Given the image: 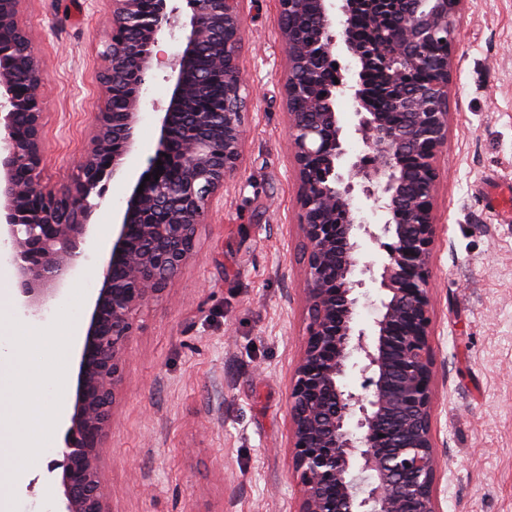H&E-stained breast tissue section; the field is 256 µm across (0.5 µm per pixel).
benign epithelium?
<instances>
[{"mask_svg":"<svg viewBox=\"0 0 512 512\" xmlns=\"http://www.w3.org/2000/svg\"><path fill=\"white\" fill-rule=\"evenodd\" d=\"M19 0H0V29L26 46L24 56L0 45V242L11 245L18 275V305L27 314L50 310L68 276L96 246L89 198L105 197L124 178L132 190L112 216V247L104 256L102 287L89 316L80 353L74 411L64 435L62 460L52 464L61 512H106L100 450L112 424V403L122 385L136 311L170 288L193 254L196 230L210 203L241 164L245 143L244 82L238 64L244 24L242 0H196L189 19L153 0H112L103 36V95L91 144L77 180L67 190L42 187L44 74L26 29ZM466 0H277L281 36L288 48L285 84L288 147L300 184L299 234L304 248L303 298L309 321L289 379V456L300 490L296 512H439L438 455L431 353L433 293L430 258L438 222L434 190L437 160L448 139V85L455 16ZM310 4L316 20L311 40L285 22L286 11ZM374 19L369 37L354 38L352 16ZM341 21H336V16ZM341 24L340 31L335 25ZM186 30L182 53L171 64L173 91L160 116L157 150L139 175L124 170L135 144L143 86L163 29ZM213 56L202 83L224 87L222 106L209 110L186 82L202 41ZM444 41V50L423 49ZM377 76L379 90H398L408 127L367 107L364 87L339 81L336 45ZM31 80L18 87L16 73ZM130 92L122 112L110 111L117 82ZM305 108L294 109L298 95ZM355 105V123L343 131L336 96ZM25 117L24 134L17 118ZM368 151L347 157L346 135ZM321 159V171L313 167ZM163 173L153 178L156 162ZM31 169L28 181L17 174ZM152 178L144 181L145 175ZM423 180L413 196L406 186ZM143 191H138V188ZM362 195L387 215L382 224L356 222L352 200ZM386 252L380 273L362 260L359 240ZM379 285L372 336L357 327L356 308L367 283ZM358 370L361 390L341 384Z\"/></svg>","mask_w":512,"mask_h":512,"instance_id":"7a95c632","label":"benign epithelium"}]
</instances>
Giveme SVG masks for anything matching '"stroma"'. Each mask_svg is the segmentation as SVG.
Listing matches in <instances>:
<instances>
[{
	"mask_svg": "<svg viewBox=\"0 0 512 512\" xmlns=\"http://www.w3.org/2000/svg\"><path fill=\"white\" fill-rule=\"evenodd\" d=\"M239 66L251 103L239 172L197 228L190 261L135 315L101 454L108 512H292L288 379L306 331L288 158L287 48L275 0H243ZM112 0H22L45 74L41 183L72 185L102 95L95 38ZM168 72L146 76L139 173L158 143ZM430 261L440 512H512V223L489 202L512 183V0L456 17L448 139Z\"/></svg>",
	"mask_w": 512,
	"mask_h": 512,
	"instance_id": "35a3bbf8",
	"label": "stroma"
}]
</instances>
